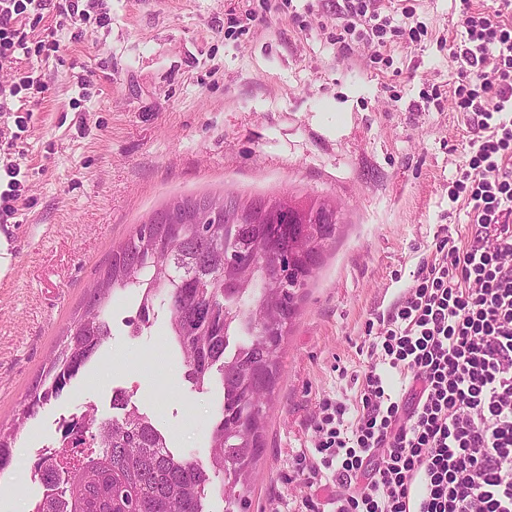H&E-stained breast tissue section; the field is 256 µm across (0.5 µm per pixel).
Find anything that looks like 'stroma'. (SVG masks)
<instances>
[{"label": "stroma", "mask_w": 512, "mask_h": 512, "mask_svg": "<svg viewBox=\"0 0 512 512\" xmlns=\"http://www.w3.org/2000/svg\"><path fill=\"white\" fill-rule=\"evenodd\" d=\"M268 4L241 35H227L228 15L245 18L259 0H99L109 26L89 17L58 31L59 57L38 65L45 98L22 134L17 221L0 224V424L45 374L113 246L171 200L333 199L341 225L283 344L249 510L297 512L308 490L291 481V458L312 448L322 398L356 408L367 320L413 285L439 226L472 239L466 209L448 199L464 121L447 100L412 108L454 83L447 43L461 12L459 0H413L427 34L397 44L380 71L337 53L336 0ZM138 303L132 290L113 298L111 338L17 437L0 476L13 512H27L35 487L20 464L28 450L85 404L113 416L119 389L174 453L207 460L220 389L183 380L167 309L131 335Z\"/></svg>", "instance_id": "35a3bbf8"}]
</instances>
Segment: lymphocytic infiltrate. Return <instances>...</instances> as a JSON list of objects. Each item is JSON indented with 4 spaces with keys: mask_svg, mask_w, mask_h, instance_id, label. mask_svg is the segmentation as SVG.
<instances>
[{
    "mask_svg": "<svg viewBox=\"0 0 512 512\" xmlns=\"http://www.w3.org/2000/svg\"><path fill=\"white\" fill-rule=\"evenodd\" d=\"M81 0H0V70L24 58L57 56L56 39L30 29L53 9L75 17ZM464 31L450 47L454 108L468 129L467 160L451 202L475 228L459 246L440 226L415 283L363 342L369 363L359 405L326 397L312 448L292 458L295 480L328 487V501L303 497L305 512H512V0L487 10L460 0ZM413 6L399 15L385 0H341L336 51H371L372 62L400 40H420ZM47 86L26 72L0 84V223L15 219L24 184L18 147L26 117ZM408 378L395 393L389 373Z\"/></svg>",
    "mask_w": 512,
    "mask_h": 512,
    "instance_id": "obj_1",
    "label": "lymphocytic infiltrate"
}]
</instances>
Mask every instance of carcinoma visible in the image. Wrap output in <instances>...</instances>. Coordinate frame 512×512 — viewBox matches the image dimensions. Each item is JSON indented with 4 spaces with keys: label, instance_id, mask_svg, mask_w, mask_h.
<instances>
[{
    "label": "carcinoma",
    "instance_id": "obj_1",
    "mask_svg": "<svg viewBox=\"0 0 512 512\" xmlns=\"http://www.w3.org/2000/svg\"><path fill=\"white\" fill-rule=\"evenodd\" d=\"M274 206L260 224L249 221L254 204L239 207L234 218L202 216V224L224 226L222 247L201 236L195 221L156 224L151 217L136 225L91 285L88 311L68 328L44 379L29 391L12 426L0 430L2 473L13 463L12 444L27 421L60 397L109 340L112 294L135 288L141 299L137 317L129 321L133 333L149 324L156 304L165 305L183 379L202 389L219 374L222 401L207 462L174 454L131 396L117 390L112 408L120 416L102 419L89 406L86 422L76 419L63 429V440L86 452L34 465L50 490L40 512H206L205 501L216 489L225 512H247L252 482L241 477L255 469L265 448L266 414L255 402L272 400L299 291L318 268L321 249L336 239L337 216L322 203L279 199ZM278 224L301 226L308 238L323 235L320 251L313 254L291 239L275 238ZM254 250L263 253L266 265L250 268L235 261L236 254ZM285 254L291 287L281 295L270 287L267 273ZM282 306L288 309V323L276 330L265 326L264 319Z\"/></svg>",
    "mask_w": 512,
    "mask_h": 512
}]
</instances>
